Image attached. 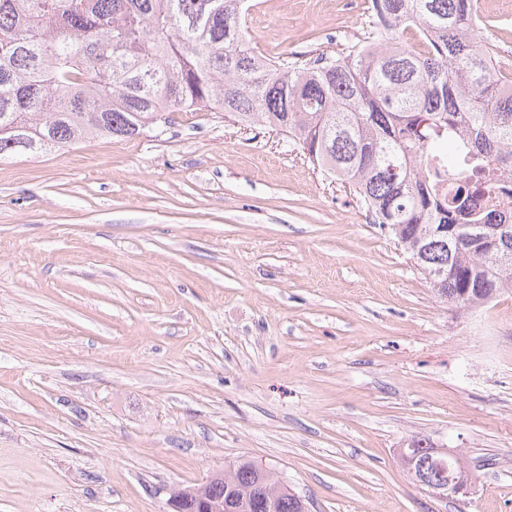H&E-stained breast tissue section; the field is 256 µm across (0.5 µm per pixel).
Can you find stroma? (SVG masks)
I'll return each instance as SVG.
<instances>
[{"label": "stroma", "instance_id": "obj_1", "mask_svg": "<svg viewBox=\"0 0 512 512\" xmlns=\"http://www.w3.org/2000/svg\"><path fill=\"white\" fill-rule=\"evenodd\" d=\"M370 0H259L264 57L341 54ZM512 64V0H478ZM457 452L441 499L399 457ZM246 459L308 512H512V293L438 299L347 182L272 128L0 159V512H169ZM418 469H414V473L412 475L414 476L415 480L423 487L427 488V490L430 489V492L439 498H457L460 494L465 495L467 494L466 487L461 486L458 483V480L453 476L451 473V470L448 469V475L441 477V479L448 478L447 483H443V481H437L432 478H429L425 475V473L422 474V479L425 483L430 484L429 488L425 485H422L419 477H418ZM443 490L444 492H439ZM448 495V496H447Z\"/></svg>", "mask_w": 512, "mask_h": 512}]
</instances>
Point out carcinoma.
Instances as JSON below:
<instances>
[{
	"mask_svg": "<svg viewBox=\"0 0 512 512\" xmlns=\"http://www.w3.org/2000/svg\"><path fill=\"white\" fill-rule=\"evenodd\" d=\"M248 0H0V158L88 134L163 131L213 110L284 133L350 183L438 298L481 306L512 291V212L442 181L495 165L512 192V69L480 40L475 0H371L368 36L302 63L255 50ZM414 30L423 48L403 35ZM237 512H305L279 476L239 460L183 488Z\"/></svg>",
	"mask_w": 512,
	"mask_h": 512,
	"instance_id": "1",
	"label": "carcinoma"
}]
</instances>
